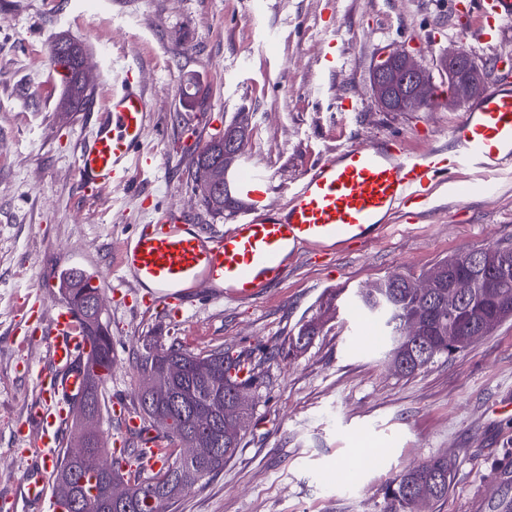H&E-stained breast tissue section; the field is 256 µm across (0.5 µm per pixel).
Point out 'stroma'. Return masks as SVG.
Listing matches in <instances>:
<instances>
[{
  "mask_svg": "<svg viewBox=\"0 0 512 512\" xmlns=\"http://www.w3.org/2000/svg\"><path fill=\"white\" fill-rule=\"evenodd\" d=\"M468 0H0V499L24 476L13 428L37 396L44 362L24 334L40 281L76 266L105 274L101 297L112 331L104 399L135 403L136 363L148 336L177 337L193 352L224 347L258 373L251 427L212 479L169 512H383L381 488L438 455L452 463L447 496L432 512H469L485 488V512L512 505V318L467 350L404 376L388 364V339L337 311L303 352L288 354L299 326L329 289L342 301L402 273L418 279L455 254L512 246V170L497 195L465 199L439 186L424 215L395 218L381 240L320 260L299 256L282 284L255 301H197L181 317L120 305L114 254L126 233L162 211H186L210 230L231 225L194 192L193 149L233 116L251 113L243 163L288 184L349 142L399 133L408 145H441L461 110L387 112L371 73L392 46L423 67L462 47L504 77L512 34L496 50L461 43ZM67 34L87 47V108L59 109L61 77L47 48ZM336 42V69L320 60ZM140 63L155 117L144 148L153 168L125 190L81 191L76 149L87 113L103 106L112 77ZM351 112L339 111L341 101Z\"/></svg>",
  "mask_w": 512,
  "mask_h": 512,
  "instance_id": "stroma-1",
  "label": "stroma"
}]
</instances>
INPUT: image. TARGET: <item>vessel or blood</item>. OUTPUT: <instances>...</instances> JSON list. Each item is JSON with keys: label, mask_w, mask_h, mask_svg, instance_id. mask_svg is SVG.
<instances>
[{"label": "vessel or blood", "mask_w": 512, "mask_h": 512, "mask_svg": "<svg viewBox=\"0 0 512 512\" xmlns=\"http://www.w3.org/2000/svg\"><path fill=\"white\" fill-rule=\"evenodd\" d=\"M470 11L472 22L461 30V38L495 48L512 24V0H470ZM114 83L103 107L91 113L93 133L76 153L78 183L94 195L126 188L134 171L152 163L143 144L154 107L140 68L124 69ZM511 167L512 83L505 81L464 105L447 146L412 150L405 141L387 137L341 147L285 192L284 213L272 205L280 192L273 176L253 164L235 175L247 213L230 229L209 233L174 212L135 225L117 251L116 266L127 286L117 298L123 305L135 301L174 314L201 296L256 300L285 278L298 255L319 260L355 244H371L402 209L424 208L441 184L452 185L458 197H466L471 186L457 179L463 171L480 173L484 193L495 194L496 175ZM28 339L45 349L48 364L41 372V397L17 422L14 436L20 458H30L37 449L48 461L70 430V411L62 398L82 391L90 345L75 312L65 305L47 314L35 309ZM115 407L128 428L142 432L145 455L140 467L158 470L160 436L142 431L128 403L119 401ZM20 494L39 503L54 499L44 470L36 468L29 469Z\"/></svg>", "instance_id": "obj_1"}]
</instances>
